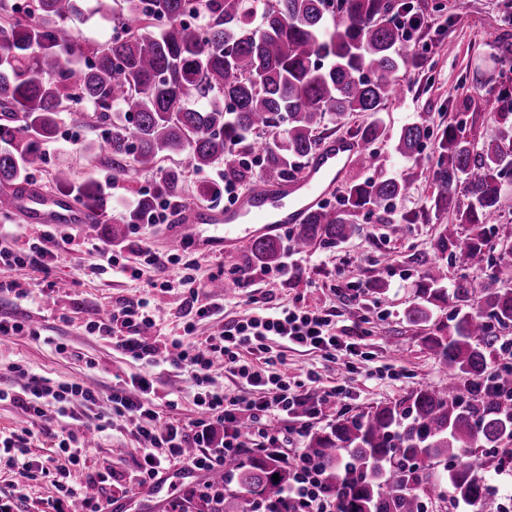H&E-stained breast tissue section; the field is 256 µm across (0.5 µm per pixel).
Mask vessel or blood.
Returning a JSON list of instances; mask_svg holds the SVG:
<instances>
[{
  "mask_svg": "<svg viewBox=\"0 0 512 512\" xmlns=\"http://www.w3.org/2000/svg\"><path fill=\"white\" fill-rule=\"evenodd\" d=\"M364 142L339 138L322 145L308 161L302 177L292 181H268L257 189L245 190L229 207L202 212L190 207L183 211L169 234L173 246H181L186 236H197L201 249L222 246L233 250L258 238H275L290 224L304 223L321 209L336 177V168L352 158L364 157ZM27 222L34 224H85L89 216L62 196L29 191L14 200ZM211 226V235L198 237L199 225Z\"/></svg>",
  "mask_w": 512,
  "mask_h": 512,
  "instance_id": "b4317fda",
  "label": "vessel or blood"
}]
</instances>
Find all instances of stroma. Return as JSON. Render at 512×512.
Returning <instances> with one entry per match:
<instances>
[{
    "label": "stroma",
    "instance_id": "obj_1",
    "mask_svg": "<svg viewBox=\"0 0 512 512\" xmlns=\"http://www.w3.org/2000/svg\"><path fill=\"white\" fill-rule=\"evenodd\" d=\"M415 21L410 37L420 56L419 67L401 75L397 96L381 112L384 134L370 144L369 160H355L336 179L332 207H340L348 184L355 180L405 179L407 190L394 201L390 212L360 215L358 230L347 241L321 243L311 249L282 254L287 273L263 271L251 256L250 246L232 251L204 253L193 239H185L179 264L170 266L169 277L183 273V262H190L196 278L197 297L175 288L169 291L151 288L156 271L146 269L138 278L103 272L101 255L120 246L123 262L134 263L142 248L169 252L170 224H126L120 237H113L114 220L121 219L136 198L154 191L162 170L133 172L117 176L112 172L107 150L88 155L87 142L100 138L94 128L79 131L62 125L57 138L40 147L43 160L34 169L32 187L55 194L52 174L59 163L70 166L76 180L96 179L112 201L99 224H61L57 231L65 237L49 275L30 268L7 271L28 295H0V318L27 321L40 327L41 339L14 336L0 344V389H19L24 379L19 367H26L53 383L85 381L100 395L99 407L91 411L75 405L74 412L84 427L95 428L97 414H108V398L115 391H130L137 378L152 381V398L162 415L185 422L198 416L197 388L187 373L167 365L149 366L116 350L89 329L118 304L146 298L156 322L154 331L174 336L189 331L191 339L209 336L222 324L249 318L255 301L269 306H288L329 315L337 334L356 343L358 354L338 353L328 358L324 352L293 347L287 350L286 372L290 381L301 383L316 403L313 414L298 423L275 418L271 429L281 438V451L291 455L305 448L306 437L297 434L306 426L308 434L329 429L336 420L352 417L370 408L405 399L423 386L440 388L448 375L424 344L425 337L438 336L452 327L451 306L433 308L427 323L415 325L406 310L417 303V291L424 271L435 255L434 243L439 227L455 221L453 213L432 207L437 187L428 170L438 158L437 144L442 131L455 125L463 134L476 133L482 139L497 138L502 123L496 113L487 110L485 101L501 87L512 90V55L493 59V47L487 32L512 34V25L504 26V0H411ZM427 112L433 123L424 141V164L417 167L395 150L402 127L414 123L419 113ZM179 167L184 173L183 197L188 206L201 210L225 204L224 183L215 169L196 171L187 155L165 160L164 167ZM214 188V195L200 197L201 186ZM250 275L247 287L226 293L218 281ZM221 304L219 315L199 319L191 314L192 305ZM55 343L69 348L57 354ZM94 367H87L86 359ZM344 385L348 396L336 401L327 393ZM44 418H29L11 401H0V432L27 426L60 430L64 419L55 414L51 401H44ZM51 438L41 435L31 445L30 456H15L12 465H0V500L9 502L14 512H50L57 491L50 482L27 481L23 473L30 460L40 462L56 456ZM139 443L132 426L115 419L112 429L79 449L80 462L71 469L70 483H84L88 472L107 468L116 478L135 471L140 460ZM162 491L139 490L135 494L116 493L125 501L124 512H169L171 500L184 488L181 472L170 469L163 479Z\"/></svg>",
    "mask_w": 512,
    "mask_h": 512
}]
</instances>
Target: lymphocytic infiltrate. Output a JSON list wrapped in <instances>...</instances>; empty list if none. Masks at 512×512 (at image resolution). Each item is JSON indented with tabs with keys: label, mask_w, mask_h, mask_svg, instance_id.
<instances>
[{
	"label": "lymphocytic infiltrate",
	"mask_w": 512,
	"mask_h": 512,
	"mask_svg": "<svg viewBox=\"0 0 512 512\" xmlns=\"http://www.w3.org/2000/svg\"><path fill=\"white\" fill-rule=\"evenodd\" d=\"M56 239L55 227L42 225L30 238L26 250H1L0 267L33 266L41 272H49L55 257L51 244ZM152 324L149 303L140 300L113 308L109 317L97 321L95 327L103 340L133 359L149 365L164 363L190 373L201 389L197 406L202 416L189 422L162 416L147 395L152 385L144 378L139 381V394L112 393V413L134 421L141 444V462L128 478L126 490L130 493L155 483L160 473L177 465L204 472L221 470L226 458L244 452L239 431L242 420H249L253 433L257 434L269 416L299 413L307 396L292 389L287 374L281 369V360L269 356L267 340L310 347L331 357L343 348L326 316L288 307H270L262 301L258 302L254 316L224 325L200 341H185L174 336L147 340L144 331ZM219 365L249 386L263 389L264 397L239 401L210 390V374ZM26 378L27 383L20 390L0 389V400H10L33 416L40 415V401L45 397L63 405L76 400L86 404L96 401L95 390L81 381L56 386L33 372L27 373ZM84 439V434L69 433L67 441L58 444L59 450L67 455L66 464L53 470L32 466L25 473L26 479L32 481L51 478L59 492L55 512H67L66 506L75 496L68 479L69 466L75 463L76 457L69 449L71 443L79 444ZM288 469L292 480L287 494L296 503L297 512H335V503L327 494L323 477L315 465L299 457L290 462Z\"/></svg>",
	"instance_id": "lymphocytic-infiltrate-1"
}]
</instances>
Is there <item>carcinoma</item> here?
I'll return each mask as SVG.
<instances>
[{
  "label": "carcinoma",
  "mask_w": 512,
  "mask_h": 512,
  "mask_svg": "<svg viewBox=\"0 0 512 512\" xmlns=\"http://www.w3.org/2000/svg\"><path fill=\"white\" fill-rule=\"evenodd\" d=\"M98 0L118 34L88 43L65 27L80 0H33L21 8L0 0V186L29 183L42 161L39 142L57 137L61 117L74 127L92 125L119 174L154 170L161 158L185 153L203 171L222 165L224 179L247 188L258 181H286L321 145L326 118L381 111L395 93L399 74L417 66L419 53L404 36L398 16L403 0ZM261 13L259 27L251 18ZM202 17L203 24L191 20ZM87 57L77 66L73 57ZM92 105L89 115L80 104ZM503 130L485 141L446 128L432 178L434 207L455 212L441 227L437 256L424 274L420 302L407 311L413 322L431 307H455L447 335L425 345L448 369L450 388L424 386L406 399L336 421L312 435L303 458L316 464L336 512H421L426 501L449 497L487 512L496 489L484 475L478 447L512 440V400L464 399L461 382L484 378L492 323L512 324V290L479 284L445 288V259L470 268L497 266L488 249L487 217L512 211V191L503 182L512 168V111L500 113ZM429 113L402 128L396 151L419 165ZM262 156L256 174L246 157ZM183 172L169 169L153 193L139 197L120 224H143L162 204L179 214ZM59 194L95 217L110 205L93 179L74 181L55 170ZM464 184L468 203L457 197ZM402 178L353 181L339 208H322L300 225L294 246L338 243L356 231L361 214L386 209L403 195ZM468 225V234L460 227ZM272 239L253 242L255 258L277 262ZM278 475L279 481L273 480ZM291 473L273 454L256 451L224 462L212 478L224 493L204 497L207 512H296L287 497Z\"/></svg>",
  "instance_id": "1"
}]
</instances>
